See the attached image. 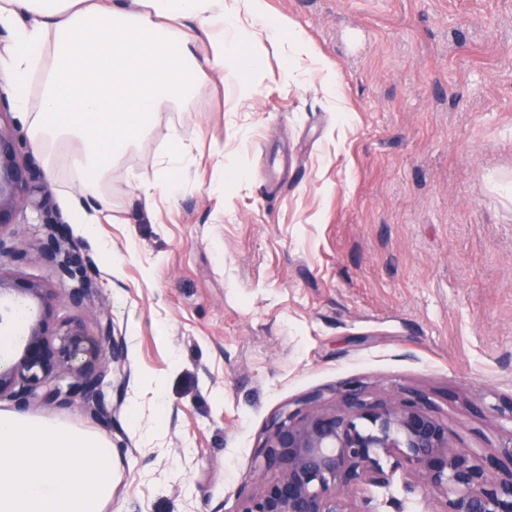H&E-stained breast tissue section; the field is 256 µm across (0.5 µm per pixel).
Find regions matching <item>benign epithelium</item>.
Masks as SVG:
<instances>
[{"mask_svg":"<svg viewBox=\"0 0 512 512\" xmlns=\"http://www.w3.org/2000/svg\"><path fill=\"white\" fill-rule=\"evenodd\" d=\"M30 178L10 126L0 125V257L21 253L12 226ZM41 226V257L56 269L69 303L86 305L97 288L82 270L67 226ZM54 299L39 283L18 285L0 274V323L21 303L29 311L20 353L0 361V400L24 409L78 402L109 419L115 408L104 386L114 366L125 361V343L115 336L107 312L100 313L95 335L78 321L51 327ZM384 458L392 461L387 470ZM255 460L262 471L259 487L246 495L240 512H350V495L365 485L388 484L400 468L409 469L437 500L438 512H512V433L494 454L451 447L448 427L417 390L394 400L371 399L362 387L349 385L331 406L313 392L276 416L255 448Z\"/></svg>","mask_w":512,"mask_h":512,"instance_id":"benign-epithelium-1","label":"benign epithelium"}]
</instances>
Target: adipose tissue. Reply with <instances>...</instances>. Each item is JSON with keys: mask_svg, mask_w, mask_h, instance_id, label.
Masks as SVG:
<instances>
[{"mask_svg": "<svg viewBox=\"0 0 512 512\" xmlns=\"http://www.w3.org/2000/svg\"><path fill=\"white\" fill-rule=\"evenodd\" d=\"M265 0H0L14 44L0 60L28 122L34 150L68 145L80 190L73 223L93 231L107 172L151 128L160 102L190 104L211 74H239L238 101L253 95L243 72L256 59L247 20ZM191 173L169 153L133 179L145 196ZM112 450L99 435L0 410V512H104L112 501Z\"/></svg>", "mask_w": 512, "mask_h": 512, "instance_id": "adipose-tissue-1", "label": "adipose tissue"}]
</instances>
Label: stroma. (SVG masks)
Wrapping results in <instances>:
<instances>
[{
    "label": "stroma",
    "instance_id": "stroma-1",
    "mask_svg": "<svg viewBox=\"0 0 512 512\" xmlns=\"http://www.w3.org/2000/svg\"><path fill=\"white\" fill-rule=\"evenodd\" d=\"M306 51L259 37L256 93L211 77L192 105L162 106L109 172L110 217L85 234L15 107L33 171L0 260L17 284L59 289L39 256L35 202L69 225L98 294L52 323L125 339L110 420L79 405L35 414L112 447L105 512H240L258 486L253 450L281 409L346 381L426 393L451 446L495 452L512 423V0H266ZM335 68V92L315 70ZM183 143L192 177L145 198L133 173ZM245 172L224 185L228 170ZM404 472L370 487L372 512H436Z\"/></svg>",
    "mask_w": 512,
    "mask_h": 512
}]
</instances>
